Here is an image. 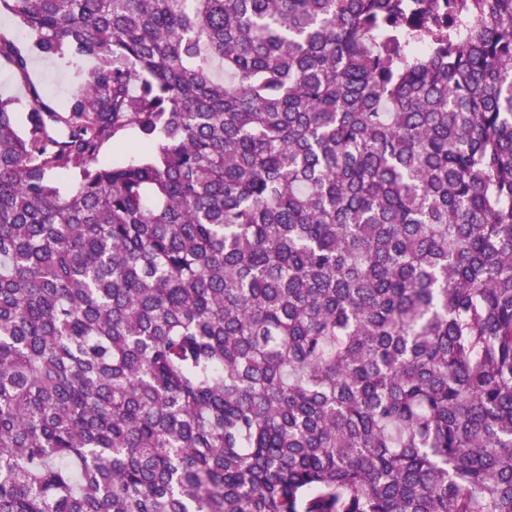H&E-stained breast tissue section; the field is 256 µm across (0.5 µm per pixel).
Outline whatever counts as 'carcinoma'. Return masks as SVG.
<instances>
[{
    "label": "carcinoma",
    "instance_id": "cac0c4a2",
    "mask_svg": "<svg viewBox=\"0 0 512 512\" xmlns=\"http://www.w3.org/2000/svg\"><path fill=\"white\" fill-rule=\"evenodd\" d=\"M0 8V512H512V0ZM0 33L29 55L31 83L44 99L58 108L65 107L79 79H87L96 62L66 53L62 59L45 58L33 50V35L15 16L4 11L0 15ZM0 96L12 99V107L21 116H25L30 108L31 97L27 85L3 59H0ZM141 142L139 131L126 127L105 143L99 158L104 161H124L135 154L134 148Z\"/></svg>",
    "mask_w": 512,
    "mask_h": 512
}]
</instances>
